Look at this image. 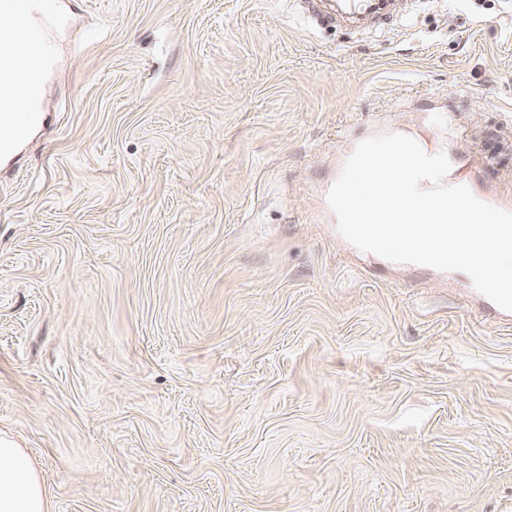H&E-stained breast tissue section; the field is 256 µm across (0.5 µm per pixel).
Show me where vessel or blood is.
<instances>
[{"label":"vessel or blood","mask_w":512,"mask_h":512,"mask_svg":"<svg viewBox=\"0 0 512 512\" xmlns=\"http://www.w3.org/2000/svg\"><path fill=\"white\" fill-rule=\"evenodd\" d=\"M23 25L0 36V125L21 127L28 113L18 112L14 103L20 92L38 94L40 81L51 56L48 41L63 24V8L59 0H8ZM391 16L390 0H336V10L325 13V20L369 19L384 21ZM39 38V50L28 57L23 67H16L9 54V43L26 38Z\"/></svg>","instance_id":"b4317fda"}]
</instances>
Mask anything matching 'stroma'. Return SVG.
Returning a JSON list of instances; mask_svg holds the SVG:
<instances>
[{
  "label": "stroma",
  "instance_id": "1",
  "mask_svg": "<svg viewBox=\"0 0 512 512\" xmlns=\"http://www.w3.org/2000/svg\"><path fill=\"white\" fill-rule=\"evenodd\" d=\"M63 2L0 162V430L52 512H512V315L321 203L384 134L512 202V0ZM390 0H336L334 13L322 10L318 2H310L314 11H317L323 20L338 21L369 19L376 21L388 20L391 17Z\"/></svg>",
  "mask_w": 512,
  "mask_h": 512
}]
</instances>
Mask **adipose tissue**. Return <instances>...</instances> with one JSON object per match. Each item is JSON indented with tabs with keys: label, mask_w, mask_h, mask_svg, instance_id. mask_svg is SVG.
Wrapping results in <instances>:
<instances>
[{
	"label": "adipose tissue",
	"mask_w": 512,
	"mask_h": 512,
	"mask_svg": "<svg viewBox=\"0 0 512 512\" xmlns=\"http://www.w3.org/2000/svg\"><path fill=\"white\" fill-rule=\"evenodd\" d=\"M0 512H51L50 492L26 449L0 433Z\"/></svg>",
	"instance_id": "obj_1"
}]
</instances>
